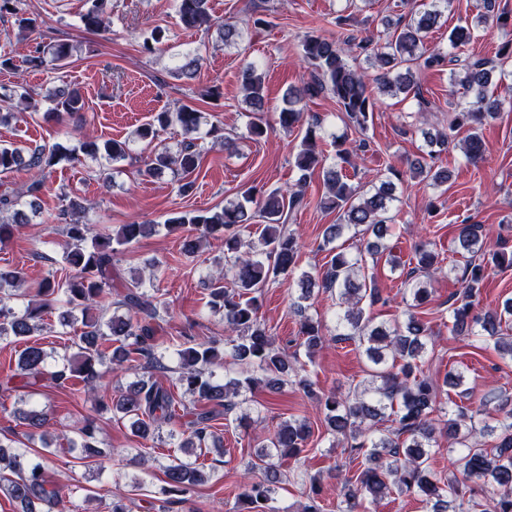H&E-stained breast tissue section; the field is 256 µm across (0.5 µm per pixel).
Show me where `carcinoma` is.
<instances>
[{"instance_id": "1", "label": "carcinoma", "mask_w": 512, "mask_h": 512, "mask_svg": "<svg viewBox=\"0 0 512 512\" xmlns=\"http://www.w3.org/2000/svg\"><path fill=\"white\" fill-rule=\"evenodd\" d=\"M107 0H90L81 22L88 30L106 27ZM452 0H422L420 10L407 23L396 28L384 45L369 37L359 38L350 29V19L336 18V36L321 34L305 36L301 42L303 58L309 64L310 82L300 88L288 90L284 107L278 112V123L285 130L306 125L305 134L296 154L294 167L298 172L297 190L289 195L271 192L264 194L254 187L241 193V198L224 207L207 211L173 212L165 221L169 229H182L183 252H198L209 239L224 243V261L218 275L208 278V306L224 318L228 335L224 341L207 340L189 345L170 340V345L158 349L155 336L161 329L159 302L146 290L142 276H132L130 282L118 273L119 255L155 233L154 224H121L112 233H93L91 224L82 219L90 206L79 198L62 196L56 220L65 226L66 241L58 261L63 276L44 279L36 290L35 298L28 300L21 309L13 302L26 293L20 291L25 282L20 270H0V340L10 337L23 340L44 330V317L57 314L63 327L74 330L72 344L77 352L64 357V363L50 371V354L38 343L27 345L20 353L17 369L22 385L6 387L0 391L13 392L25 389L20 400L29 395L27 389L37 385L48 375L59 385H83V393L96 399L97 391L106 385L113 373L125 364L144 361L143 374L112 394V416L129 421L133 436L141 439L161 438L163 426H169V436L179 438L177 448L184 457H175L164 467L163 493L171 500H181L191 495L207 477L190 457L210 452L221 453L219 440L214 436L213 422L223 413L233 412L247 402V394L262 388L277 392L288 383L315 403L323 416L327 430L340 435L347 443L348 468L364 458V467L340 483V496L345 507L339 512H369L359 510L366 503L378 505L393 492L417 496L430 508V512H474L481 506L477 501L479 490L467 485L476 479L493 487V497L488 512H512V399H503L494 407L503 414L499 425L481 419L487 414L486 404L472 412L459 409L443 420L448 438L458 444L448 452L456 454L453 468L444 481L431 469L430 460L441 451L435 438L434 414L439 386L458 390V395H468L464 388L465 375L450 370L443 380L419 377L415 374L418 363L429 352L431 336L428 329L415 315L408 316L402 326L388 328L375 325L366 315L363 303L372 306L380 300L374 277L366 275L367 258H376L387 249L383 243L389 231L392 203L397 200L394 180L400 173L384 179L376 178L371 188L360 191L348 183L343 170L355 166L358 153L364 151L361 142L358 150L350 148L347 138L334 140L336 163L325 168V194L318 202L319 208L338 213L339 223L325 228L320 249L332 244L344 229H354L365 237L364 249L355 258L344 252L333 254L323 272H305L299 279L300 294L295 302L302 317L301 342L310 354L324 341L321 324L308 311L314 307L319 292L336 294V340H352L364 349L374 369L369 379L354 390L342 394L332 391L318 394L314 382L304 374V365L298 357L276 348L258 312L259 293L269 281L293 272L301 245L286 231L287 212L306 205L304 192L311 173L324 168L325 155L320 148L321 135L317 132L318 120L306 118L303 102L328 91L355 127L366 128L377 108L380 96H409L417 93L413 68L442 70L449 68L451 87L463 89L464 99L456 105L448 131L426 133L427 150L424 155L407 160L408 172L439 187L448 183V170L435 167L437 153L449 145V133L464 127L469 135L465 139L464 155L468 162H482L488 147L480 135V127L494 118L504 107L512 108V85L507 94H488L494 67L483 58L460 59L463 48L470 44L474 31L489 23L505 24L509 16L495 10V4L486 0L484 11L448 32L451 52L425 45L428 34L436 28ZM177 13L182 26L190 29H210L214 25L209 0H177ZM224 44L229 45L242 37L238 24L226 20L218 24ZM22 64L30 70L59 69L68 64L78 47L68 43L54 45L33 44L24 36ZM364 57L378 70L376 89H370L365 71L350 64L349 58ZM201 68V57L187 53L175 68L174 76L192 80ZM244 100L255 120L248 132L253 138L266 133L263 122L265 108L264 79L257 67L249 65L241 72ZM31 95L22 81L15 83L10 92L0 96L9 101L10 107L20 108L29 103ZM46 99L50 112L63 122H70L77 130L87 125L85 102L75 88L61 86L49 92ZM205 114L199 109L184 105L176 112L161 111L152 120L136 130V137L152 146L141 169L147 177H162L167 173L178 182V192H192L191 175L202 159L201 140L212 136L224 138L223 129L210 125L201 133ZM173 124L184 135L175 151L162 145L161 137ZM130 155L129 143L109 140L100 143L87 138L77 146L56 143L49 148L16 144L0 145V175L22 170L28 179L21 188L0 192V243L15 234L18 228L31 223L29 214H37L39 195L46 175L62 161L75 164L86 156L101 160L99 176L106 185L112 183V164L126 160ZM27 199L30 212L19 208ZM263 223L255 241L243 238L241 228L254 220ZM460 247L470 254L471 261L462 270L460 280L464 285L461 295L451 305L449 322L457 335L484 338L494 341L502 355L512 360V300L483 314L475 310L474 300L481 294L487 263L512 266V253L489 251L486 234L480 224H462L458 235ZM415 258L420 271L426 273L438 263L439 253L421 243L415 246ZM405 291L411 298V307L425 304L431 294L430 280L408 278ZM177 365L178 384L192 397L193 420L185 429H176L175 421L187 406L153 380L154 372L169 370L166 360ZM400 360L398 372H392L388 363ZM233 365L237 375L217 374V370ZM397 409L398 427L388 435L375 436L376 426L383 421L386 410ZM28 426L41 429L49 425L47 412L31 407L20 412ZM96 425L84 421L78 428L81 458L103 454L95 440ZM311 427L304 419L286 420L277 429L256 444L257 461L248 464V472L237 493L238 512H288L270 505L282 473L278 462L297 459L305 451ZM493 437L492 448H481L472 441L476 436ZM49 442H44L43 453L33 458L29 452L13 448L0 440V482L18 512H55L64 508L63 500L46 476ZM262 470L261 476L252 475L253 469ZM309 503L299 512H321L317 502L320 494L318 479L309 477Z\"/></svg>"}]
</instances>
